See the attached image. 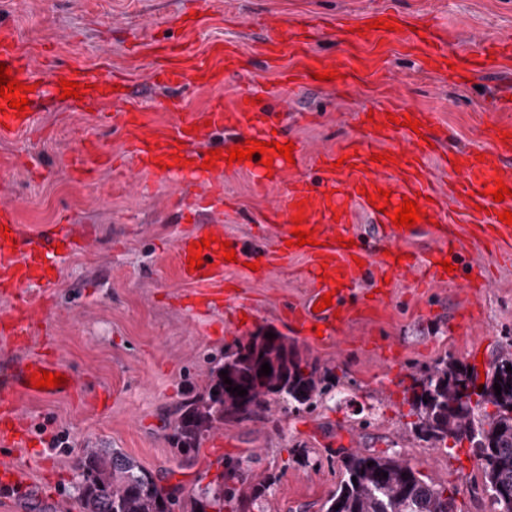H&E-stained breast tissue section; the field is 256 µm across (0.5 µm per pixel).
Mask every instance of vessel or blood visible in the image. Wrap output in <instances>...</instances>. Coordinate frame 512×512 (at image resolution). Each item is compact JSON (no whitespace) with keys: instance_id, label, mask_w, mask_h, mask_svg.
<instances>
[{"instance_id":"obj_1","label":"vessel or blood","mask_w":512,"mask_h":512,"mask_svg":"<svg viewBox=\"0 0 512 512\" xmlns=\"http://www.w3.org/2000/svg\"><path fill=\"white\" fill-rule=\"evenodd\" d=\"M376 18L392 22L389 30L372 29L363 33L351 31L349 24H336V35L349 47H384L396 42L407 53H417L438 67L455 63V70L448 73L456 79L467 74L512 73V39L493 38L484 40L465 52H456L448 45L445 30L425 23L417 30L409 25L397 12L386 9L376 11ZM196 24L195 19L186 20L182 27L183 37L166 41L147 36L136 45L137 50L164 52L166 63L152 73L154 84L169 93L173 109L178 116L169 125H151L145 113L130 110L124 113L121 129L125 139L127 155L141 169L159 179L174 175L188 176L207 188L212 195L224 193L216 174L236 170L252 174L261 185L275 186L281 201L268 210L263 217L264 224L273 228L277 238L278 259L305 258L304 278L311 290L306 301L287 309L289 326L309 340L324 337L333 338L342 326L353 319L369 316L382 306V288L385 280H396L398 276H416L419 287L440 288L454 285L465 292L478 294L489 287L490 278L482 265H472L468 275L460 272L449 273L440 266L441 260L457 261L464 248L463 238L476 234L482 246L491 250L512 243V225L501 222L499 213L512 212V198L495 202L484 195L485 184L503 180L512 189V172L503 167L505 160L512 158V124L493 120L483 130L488 143L483 154L468 150H454L442 154L437 146L439 137L424 139L410 128L387 123L383 114H376L374 120L361 121V135L343 141L333 149H322L306 153L294 148L293 162L283 157L273 159L272 168H265L258 160L244 163L218 161L216 169H202L203 153L194 149L195 143L209 132H234V144L247 139L258 141L286 142L281 131L278 113L265 111L253 104L252 94H241L233 105H225L223 99H215L204 112H185L181 109V96L192 89L204 86H223L228 70L226 61L237 53L235 46L213 43L205 56L199 57L189 49L187 37ZM326 19L310 18L308 21L272 29L267 39L266 66H273L278 60L281 48H288L296 61L291 70L284 74V81L291 87L314 85V72L342 70L343 78L332 81V88L346 92L351 90L359 78L355 68H340L335 58L313 54L309 41L320 27L326 26ZM43 60L51 72L44 84H37L35 62ZM0 63L9 67L19 81L30 85V101L26 117L16 118L14 112H7L4 124L0 125V138L30 129L40 102L47 98H58L60 79L79 82L85 87L82 99H69L70 107L81 103L103 104L113 99V87L118 78L114 75L93 76L79 60L57 63L49 52H37L27 47L17 32L10 26L0 24ZM508 133V141H501V133ZM178 152L185 156L182 164L173 163L170 155ZM382 153L393 156L392 164L372 161V154ZM438 161L448 170V197L461 203V210L442 208L438 192L429 178L430 161ZM313 163L320 172L318 183H310L299 174L300 166ZM391 191L392 204L403 199H417L425 195L421 208L426 211L432 225L429 232L433 245L424 257L402 258V244L412 237L409 229L392 225L390 218L371 206L367 198L375 188ZM305 202L304 211H297V202ZM365 212L378 226V248H371L368 241L360 239L351 224L356 211ZM302 216V229L315 233L316 245L292 246V220ZM0 223L8 225V235L0 234V284L6 286L13 299L10 313L0 316V337L9 340L16 359L6 374L0 375V446L22 448L31 440V429L22 419L15 404L20 395L38 394L51 399L60 393H74L79 388L75 377H68L59 388L33 390L29 385L32 371L43 369L57 372L60 369L52 355L42 353L30 355L28 348L36 329L46 326V319L40 318L33 302L25 294L26 287L34 282L47 279L45 259L64 242V234L28 241L20 238L14 225L12 208L0 206ZM354 240L351 248L338 246V238ZM202 232H195L180 238L176 243L177 263L182 282L186 286L185 306L190 311L226 309L232 322H240L243 315L252 313V306L244 304L237 291L232 290L228 271L233 263L221 257L218 248L204 251V264L200 269L190 270L187 258L192 243L201 241ZM329 273V280H322V273ZM368 279L375 295L371 298L352 299L351 294L360 279ZM332 294L333 304L322 311L314 306L324 294Z\"/></svg>"}]
</instances>
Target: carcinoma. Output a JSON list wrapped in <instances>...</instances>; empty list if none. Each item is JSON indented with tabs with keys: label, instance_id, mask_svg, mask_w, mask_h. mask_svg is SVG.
Returning <instances> with one entry per match:
<instances>
[{
	"label": "carcinoma",
	"instance_id": "carcinoma-1",
	"mask_svg": "<svg viewBox=\"0 0 512 512\" xmlns=\"http://www.w3.org/2000/svg\"><path fill=\"white\" fill-rule=\"evenodd\" d=\"M266 362L271 374L257 386L256 372ZM509 365L511 351L491 361L475 401L459 385L476 384L479 372L448 354L413 379L409 388L408 402L416 416L414 432L433 448L449 440L455 446L468 443L484 464L485 491L498 487V494L490 496L494 512H512ZM222 370L228 371L232 386L246 389L247 395L227 391ZM334 378L331 368L317 358L302 356L287 336L279 332L276 341L268 342L260 328L246 340L224 348L214 359L203 391L190 392L180 402L171 441L180 455L188 457L199 450L209 433L226 424L266 419L273 403L286 411L317 405L336 388ZM496 383L501 386L499 396ZM75 468L82 512H246L251 501L266 496L273 486L263 480L230 487L222 473L215 485L183 495L159 485L151 473L117 448H85ZM341 468L342 479L328 494L321 512H453L452 498L395 456L356 451L341 460Z\"/></svg>",
	"mask_w": 512,
	"mask_h": 512
}]
</instances>
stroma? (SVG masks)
Returning <instances> with one entry per match:
<instances>
[{
	"instance_id": "35a3bbf8",
	"label": "stroma",
	"mask_w": 512,
	"mask_h": 512,
	"mask_svg": "<svg viewBox=\"0 0 512 512\" xmlns=\"http://www.w3.org/2000/svg\"><path fill=\"white\" fill-rule=\"evenodd\" d=\"M191 0H0V21L25 43L52 44L58 62L80 59L92 74L105 69L125 75L131 95L107 104L121 114L139 107L158 124L175 121L165 91L150 85L151 60L129 56L141 33L178 38L177 17ZM384 0H207L190 48L205 53L216 41L236 45L235 73L223 88L191 91L183 111H204L215 97L230 100L245 90L264 105L287 109L283 130L307 151L331 148L359 134L356 117L371 109L433 113L453 149H480L492 118L485 102L495 78L448 81L428 70L419 56L387 47L375 70L362 73L351 94L330 87H286L280 68L260 69L267 26L315 14L357 18ZM412 21L436 19L455 48L476 37L512 36V0H391ZM124 161L119 125L97 123L93 112L51 105L34 128L0 139V159L11 170L0 177V203L11 206L26 238L65 229L75 251L51 254L52 286L30 284L29 297L45 302L48 337H35L30 353L50 342L59 362L83 388L81 399L45 401L21 397L18 411L36 428L34 445L8 449L34 493L0 491V512H80L73 485L84 448H118L162 485L192 490L207 485L231 464L246 482L275 483L250 512H319L341 479V459L351 451L398 453L428 482L452 494L455 512H489L482 466L468 447L435 449L412 432L405 397L415 376L439 357L491 361L512 349V262L480 245L464 257L492 271L490 288L476 296L461 289L419 288L412 278L390 290L382 316L351 321L336 338L314 343L295 337L284 319L288 305L302 302L308 288L300 276L304 259L274 266L264 278L247 269L228 272L255 311L235 327L226 314L187 312L178 297L176 240L196 228L220 224L246 255L271 250V234L259 220L278 199L276 189L259 190L252 177L227 173L224 199L195 210L188 178L164 181L134 165L97 167L87 181L72 179L66 161L82 144ZM467 324H460V316ZM271 327L296 339L303 355L319 359L339 378L340 395L310 411L283 412L273 406L269 421L229 424L206 436L198 452L183 459L169 436L175 409L191 390L202 391L211 360L224 346ZM109 410L98 407L103 390Z\"/></svg>"
}]
</instances>
